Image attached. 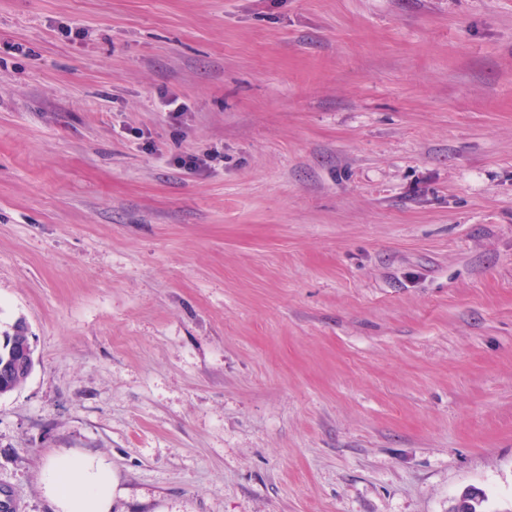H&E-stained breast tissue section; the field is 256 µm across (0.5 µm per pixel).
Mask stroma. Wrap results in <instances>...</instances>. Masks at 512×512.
Wrapping results in <instances>:
<instances>
[{"instance_id":"35a3bbf8","label":"stroma","mask_w":512,"mask_h":512,"mask_svg":"<svg viewBox=\"0 0 512 512\" xmlns=\"http://www.w3.org/2000/svg\"><path fill=\"white\" fill-rule=\"evenodd\" d=\"M20 319L0 512H512V0H0ZM43 482L57 512H112V470L101 460L57 456L48 463ZM485 494L478 489H466L459 494L449 508V512H485L481 509Z\"/></svg>"}]
</instances>
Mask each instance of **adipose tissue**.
<instances>
[{
  "mask_svg": "<svg viewBox=\"0 0 512 512\" xmlns=\"http://www.w3.org/2000/svg\"><path fill=\"white\" fill-rule=\"evenodd\" d=\"M43 482L58 512H112V470L101 460L57 456L49 462Z\"/></svg>",
  "mask_w": 512,
  "mask_h": 512,
  "instance_id": "1",
  "label": "adipose tissue"
}]
</instances>
